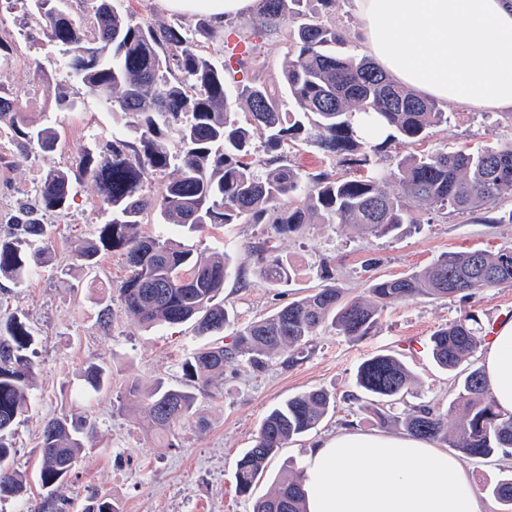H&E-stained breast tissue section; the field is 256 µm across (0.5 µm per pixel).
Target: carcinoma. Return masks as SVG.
<instances>
[{
  "label": "carcinoma",
  "mask_w": 512,
  "mask_h": 512,
  "mask_svg": "<svg viewBox=\"0 0 512 512\" xmlns=\"http://www.w3.org/2000/svg\"><path fill=\"white\" fill-rule=\"evenodd\" d=\"M95 23L87 29L59 7L62 0H37L48 39L68 56L67 64L86 88L109 109L136 116L139 144L115 139L95 155L84 153V172L96 182L100 206L112 219L99 227L95 240L77 258L87 267L101 251L121 258L130 275L120 288L124 310L144 326L196 323L201 334L216 335L231 326V312L217 301L224 291L231 257L202 258L180 244L140 233L148 210L161 224L204 227L223 224H269L278 235L302 224H347L374 236H385L402 224L431 222L430 214H492L504 192H512V143L474 152L436 151L408 154L388 175L371 166V156L398 144L423 140L432 127L447 120L436 103L393 81L372 60L337 52L346 44L343 32L315 19L288 31L282 87L264 82L226 81L231 64L218 65L199 53L182 28L158 29L131 22L110 0H96ZM301 0H262L260 17L277 28ZM297 109L284 112L282 92ZM243 108L248 120L237 119ZM373 110L388 127L384 141L360 137L355 112ZM9 118L11 140L26 151L35 146L48 153L56 134L36 129L14 101L0 96V120ZM268 133V158L253 160L252 130ZM328 153L330 159L360 154L354 176L326 170L306 173L288 163L285 150L300 134ZM177 139L182 153L178 175L154 198L142 195L149 172L171 166L166 141ZM73 185L67 171L48 170L35 189L34 202L18 206L11 223L16 233L0 239V279L16 284L31 274L28 242L47 241L51 225L46 212L68 209ZM409 197L415 208L406 207ZM259 276L275 287L292 281L294 268L272 248L259 249ZM512 282V250L448 251L429 266L400 277L373 282L363 296L349 297L335 284H325L270 315L239 325L228 345L215 343L190 353L181 363L192 389L158 383L146 397L136 383L117 399L144 401L153 428L171 431L196 414L199 396L208 395L224 365L243 361L265 368L275 356L294 361L309 337L324 326L362 339L377 327L382 313L409 298L470 299L487 288ZM485 328L473 315L452 321L431 336L432 356L443 370L464 368L456 397L443 413L421 405L399 421L385 403L410 393L415 378L394 353H379L358 367L357 393L351 399L380 425L401 422L407 433L442 443L475 459L487 460L512 448V415L500 413L487 387L475 352L485 341ZM35 338L25 321L15 317L0 331V502H23L26 473L7 464L14 454L13 436L33 406L36 380ZM88 389L108 383L103 366L84 370ZM331 405L330 394L313 389L289 398L260 421L255 443L236 462V490L249 496L266 472L269 460L288 442L316 429ZM455 416L453 427L447 418ZM93 425L62 413L44 421L37 480L46 490L42 512H65L56 491L67 482ZM303 472L286 475L274 490L253 501L252 512H305ZM84 512H121L105 496L92 495Z\"/></svg>",
  "instance_id": "carcinoma-1"
}]
</instances>
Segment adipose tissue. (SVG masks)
Returning a JSON list of instances; mask_svg holds the SVG:
<instances>
[{
    "mask_svg": "<svg viewBox=\"0 0 512 512\" xmlns=\"http://www.w3.org/2000/svg\"><path fill=\"white\" fill-rule=\"evenodd\" d=\"M223 28L261 0H161ZM374 61L430 98L512 112V0H356ZM501 412L512 414V321L496 327L482 360ZM307 512H481L463 462L408 434L342 430L304 462Z\"/></svg>",
    "mask_w": 512,
    "mask_h": 512,
    "instance_id": "obj_1",
    "label": "adipose tissue"
}]
</instances>
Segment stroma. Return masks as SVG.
<instances>
[{
    "label": "stroma",
    "mask_w": 512,
    "mask_h": 512,
    "mask_svg": "<svg viewBox=\"0 0 512 512\" xmlns=\"http://www.w3.org/2000/svg\"><path fill=\"white\" fill-rule=\"evenodd\" d=\"M142 26H179L193 37L201 53L216 63L228 58L227 44L248 36L254 46L244 65L235 67L236 80L278 84L283 80L284 36L304 18L313 16L344 33L348 53L362 55L364 35L355 0H336L324 8L320 0H302L285 27H261L256 14L228 19L224 39H211L203 31L207 19L162 8L159 0H112ZM35 0H9L0 9V37L14 39L16 54L0 67V95L13 99L30 125L49 127L59 134L54 152L19 151L10 138L0 139V237L12 231L7 219L17 206L34 196L47 170H67L73 179V199L60 214L45 215L51 224V261L34 256L32 276L21 284L0 279V327L15 316L23 317L34 334L37 384L34 406L15 435L13 467L31 476L25 512H37L44 496L35 483L37 446L45 419L66 412L95 425L86 440L72 476L57 494L68 512H83L90 494L107 495L122 512H251L253 497L269 493L286 470L298 471L318 441L351 425L363 432L378 431L374 419L349 401L355 390L359 365L377 353H399L413 372V394L394 404L404 416L414 406L433 404L447 410L453 397V375L432 359L430 337L448 322L475 315L486 331L512 320V283L485 290L471 299L403 301L383 313L378 328L360 340L316 331L296 362L273 359L264 371L246 365L225 367L222 389L201 398L197 417L162 436L148 428L142 407L116 411L113 403L128 383L151 389L157 382L184 383L182 360L197 348L212 344L193 323L145 329L125 313L119 289L128 272L119 256L101 255L94 269L76 259L77 250L94 238L108 214L99 207L98 187L83 174L84 152L102 150L112 138L136 142L137 118L109 110L89 96L80 79L66 66L60 47L49 41L40 27ZM66 92L77 111L54 108L55 92ZM445 124L431 128L421 142L423 151L474 150L512 143V121L493 112H479L448 102ZM290 163L317 173L336 170L355 173L348 163L329 160L317 145L296 140L288 154ZM496 223L487 224L479 213L434 215L428 224H405L394 234L373 237L343 224H304L295 232L275 235L267 224H228L189 230L143 219L144 235L172 241L210 257L231 250L233 270L224 283L223 298L238 322L266 316L289 301L305 296L333 279L347 295L363 294L372 280L396 278L428 266L446 251L512 249V195L496 211ZM272 241L278 253L295 269L291 282L268 286L258 276V259L252 245ZM92 363L109 372L110 384L102 393L84 391L82 373ZM323 388L336 407L317 430L291 441L271 459L266 476L252 497L237 493L235 463L252 447L267 411L289 397ZM474 478L484 512H504L492 486L512 473V454L484 463L465 458Z\"/></svg>",
    "instance_id": "obj_1"
}]
</instances>
